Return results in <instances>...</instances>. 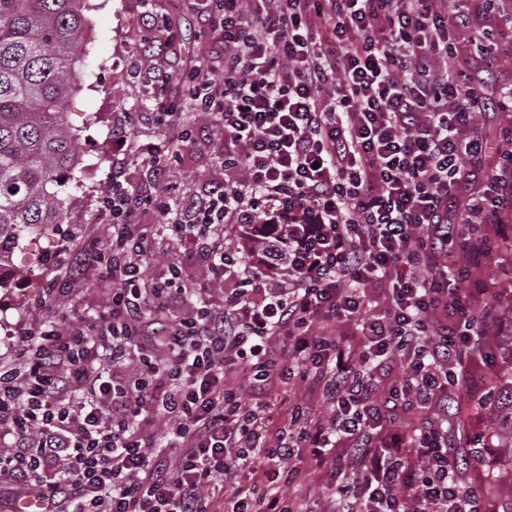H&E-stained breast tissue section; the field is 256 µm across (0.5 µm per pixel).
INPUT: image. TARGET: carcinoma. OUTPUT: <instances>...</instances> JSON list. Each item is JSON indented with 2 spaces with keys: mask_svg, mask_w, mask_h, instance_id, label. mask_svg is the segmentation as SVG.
<instances>
[{
  "mask_svg": "<svg viewBox=\"0 0 512 512\" xmlns=\"http://www.w3.org/2000/svg\"><path fill=\"white\" fill-rule=\"evenodd\" d=\"M81 0H0V271L24 233L65 223L64 194L81 188L66 102L78 81ZM477 458L512 467V379Z\"/></svg>",
  "mask_w": 512,
  "mask_h": 512,
  "instance_id": "1",
  "label": "carcinoma"
}]
</instances>
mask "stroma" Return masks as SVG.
<instances>
[{"label":"stroma","instance_id":"1","mask_svg":"<svg viewBox=\"0 0 512 512\" xmlns=\"http://www.w3.org/2000/svg\"><path fill=\"white\" fill-rule=\"evenodd\" d=\"M83 9L87 21L83 41L90 55L79 68L80 81L69 99L67 119L75 133L74 150L81 160L78 194L84 202L80 209L68 210L67 220L55 236L34 233L17 248V269L0 288V364L12 362L18 336L51 318V311L39 298L53 282H62L67 288L57 300L63 311L92 314L103 310L112 299L111 282L90 275L74 276L71 263L89 243H107L110 235L108 221L99 211V198L112 174V118L153 97L138 77L144 64L140 48L152 37L140 22L141 14L170 16L182 33L187 60L196 61L212 50L210 38L200 34L198 21L185 11L181 0H84ZM482 82L491 102L483 119L484 132L490 146L495 147L501 128L512 125V109L496 105L500 89L512 84V69L488 72ZM220 155L221 147L216 143L188 154L173 168L162 195L175 200L190 197L223 179ZM459 400L464 409L449 414V428L462 439L487 433L496 414L493 400L480 404L465 392ZM328 479L326 469L306 461L290 484L277 482L270 489L308 496L311 512H329Z\"/></svg>","mask_w":512,"mask_h":512}]
</instances>
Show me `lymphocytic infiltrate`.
Listing matches in <instances>:
<instances>
[{
    "instance_id": "1",
    "label": "lymphocytic infiltrate",
    "mask_w": 512,
    "mask_h": 512,
    "mask_svg": "<svg viewBox=\"0 0 512 512\" xmlns=\"http://www.w3.org/2000/svg\"><path fill=\"white\" fill-rule=\"evenodd\" d=\"M185 2L215 54L182 68L178 34L146 18L155 97L112 125V252L93 243L72 261L111 280V308L26 332L0 370L13 438L0 512H212L218 480L233 490L224 512H305L267 490L305 448L335 475L332 512H499L461 483L447 427L449 398L499 347V302L473 282L512 236V129L487 165L485 93L465 69L474 55L504 65L487 41L499 0ZM139 126L157 141L135 144ZM214 140L223 181L160 198L188 149ZM134 154L147 186L129 179ZM149 205L184 246L156 280ZM191 270L224 304L185 319ZM290 381L319 389L326 412L271 403ZM146 414L161 433L144 434Z\"/></svg>"
}]
</instances>
